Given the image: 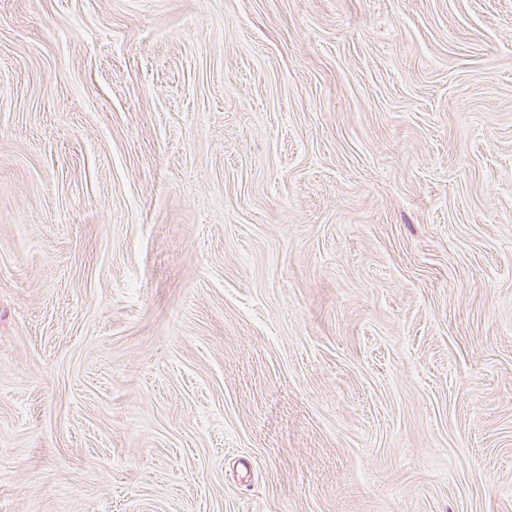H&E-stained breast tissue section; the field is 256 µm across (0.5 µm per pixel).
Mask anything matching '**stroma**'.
Instances as JSON below:
<instances>
[{
  "label": "stroma",
  "mask_w": 512,
  "mask_h": 512,
  "mask_svg": "<svg viewBox=\"0 0 512 512\" xmlns=\"http://www.w3.org/2000/svg\"><path fill=\"white\" fill-rule=\"evenodd\" d=\"M0 512H512V0H0Z\"/></svg>",
  "instance_id": "1"
}]
</instances>
